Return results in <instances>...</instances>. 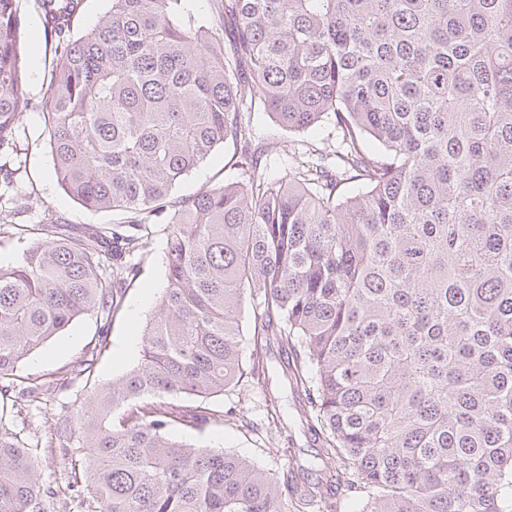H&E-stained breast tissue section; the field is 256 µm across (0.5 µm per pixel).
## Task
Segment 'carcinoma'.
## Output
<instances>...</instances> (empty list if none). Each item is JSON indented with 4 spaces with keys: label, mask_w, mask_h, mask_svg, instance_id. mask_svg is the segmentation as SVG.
Returning a JSON list of instances; mask_svg holds the SVG:
<instances>
[{
    "label": "carcinoma",
    "mask_w": 512,
    "mask_h": 512,
    "mask_svg": "<svg viewBox=\"0 0 512 512\" xmlns=\"http://www.w3.org/2000/svg\"><path fill=\"white\" fill-rule=\"evenodd\" d=\"M111 2L77 37L85 0H40L54 171L112 227L34 224L0 267L6 391L73 320L121 309L164 225L139 363L56 429L86 512H338V490L359 512H512V0ZM22 31L0 0V154L27 114ZM259 112L292 138L282 181L247 165L278 147H252ZM229 143L234 181L175 195ZM273 353L320 465L169 435L252 430L208 399L266 383ZM263 411L287 431L278 398ZM39 495L0 428V512Z\"/></svg>",
    "instance_id": "1"
}]
</instances>
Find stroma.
<instances>
[{
  "instance_id": "obj_1",
  "label": "stroma",
  "mask_w": 512,
  "mask_h": 512,
  "mask_svg": "<svg viewBox=\"0 0 512 512\" xmlns=\"http://www.w3.org/2000/svg\"><path fill=\"white\" fill-rule=\"evenodd\" d=\"M19 8L27 32L24 94L29 110L16 153L0 156V209L10 218L9 224L0 226V265L4 267L17 264L28 244L27 238L18 236L17 225L59 220L81 228L112 222L111 213L89 211L78 204L54 174L43 135L41 104L57 59L55 42L46 34L38 0H19ZM228 154V149H216L179 185L178 194L192 195L222 182ZM164 248V234L155 233L141 258L135 284L127 289L122 309L110 321H103L93 312L84 314L31 351L18 366L19 376L44 384L45 390L34 402L17 391H8L7 411L0 416V427L19 433L35 446L41 486L36 512H85L83 499L87 492L83 487L70 486L61 449L48 445L50 429L83 401L89 384L109 382L137 364L139 351H126L125 345L129 339L139 338L166 286ZM101 340L106 341L108 349L99 355L94 346ZM261 399L260 388L248 385L212 400L216 407L243 405L257 423V430L208 426L201 430L177 428L173 435L190 443L232 450L276 471L287 465L292 454L303 460L313 459L320 444L311 434L300 432L295 433L285 454L268 455V447L280 436L268 427Z\"/></svg>"
}]
</instances>
